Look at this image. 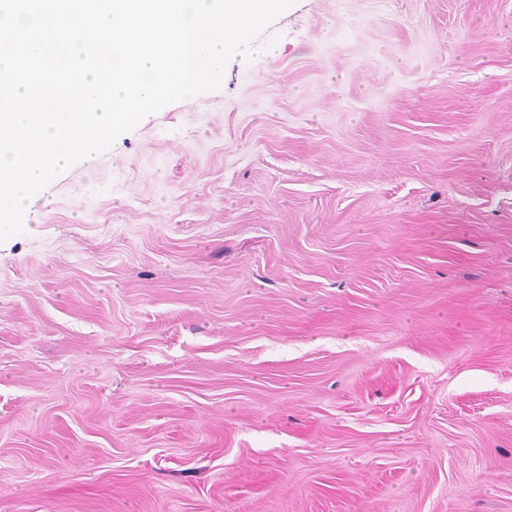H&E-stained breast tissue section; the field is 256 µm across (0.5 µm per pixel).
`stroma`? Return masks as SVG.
I'll list each match as a JSON object with an SVG mask.
<instances>
[{"label": "stroma", "instance_id": "stroma-1", "mask_svg": "<svg viewBox=\"0 0 512 512\" xmlns=\"http://www.w3.org/2000/svg\"><path fill=\"white\" fill-rule=\"evenodd\" d=\"M0 244V512H512V0H296Z\"/></svg>", "mask_w": 512, "mask_h": 512}]
</instances>
